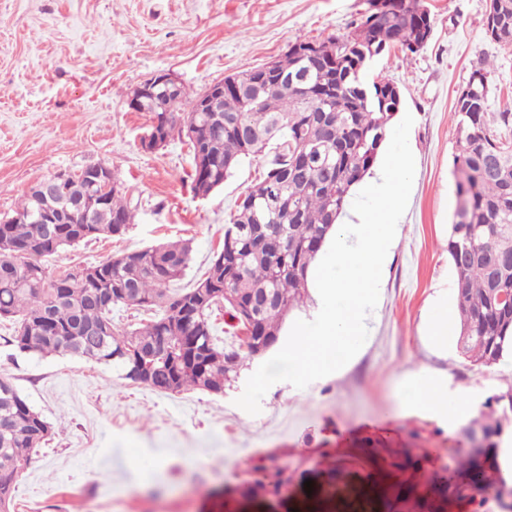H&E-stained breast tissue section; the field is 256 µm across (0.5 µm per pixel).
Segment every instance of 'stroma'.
I'll return each mask as SVG.
<instances>
[{
  "label": "stroma",
  "instance_id": "35a3bbf8",
  "mask_svg": "<svg viewBox=\"0 0 512 512\" xmlns=\"http://www.w3.org/2000/svg\"><path fill=\"white\" fill-rule=\"evenodd\" d=\"M432 36L419 52L393 50L371 62L366 80L402 92L414 123L415 176L386 264L369 336L337 375L298 389L275 383L259 414L235 404L260 359H244L233 387L164 394L123 379L111 366L70 357L41 358L0 346V379L12 382L55 428L25 466L14 512H240L238 486L262 467L293 476L328 459L357 466L359 441L419 448L435 473L468 447L465 430L488 396L512 387V361L484 368L425 335L428 312L443 303L457 316L448 258L457 207L454 102L475 70L488 77V109H512V46L485 32L487 0H423ZM367 0H0V218L32 186L93 164L112 168L135 218L120 237L68 247L47 261L51 273L176 240L192 243L181 280L188 288L221 249L224 227L267 164L244 160L224 184L193 191L186 138L148 151V112L129 108L133 89L174 74L186 99L225 77L278 59L298 40L348 32ZM448 378L464 397L455 424L414 415L403 374Z\"/></svg>",
  "mask_w": 512,
  "mask_h": 512
}]
</instances>
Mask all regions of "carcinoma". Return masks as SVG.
Listing matches in <instances>:
<instances>
[{
  "instance_id": "cac0c4a2",
  "label": "carcinoma",
  "mask_w": 512,
  "mask_h": 512,
  "mask_svg": "<svg viewBox=\"0 0 512 512\" xmlns=\"http://www.w3.org/2000/svg\"><path fill=\"white\" fill-rule=\"evenodd\" d=\"M493 41L512 46V0H497ZM430 12L421 0H393L384 19L363 13L350 31L321 42L337 53L326 67L288 50L277 60L278 75L261 78L257 69L238 74L242 88L224 87L213 112H183L182 104L156 88L145 95L141 111L153 114L150 130L185 134L193 152L195 194L206 196L225 181L242 159L274 150L267 169L237 204L224 227L218 254L234 263L209 265L192 287L171 291L192 260L187 241H167L113 255L76 271L53 275L45 265L59 249L85 240L120 236L134 214L121 195L117 177L105 194V206L86 224L67 201L87 191L82 182L60 184L55 197L38 201L28 193L14 214L0 221V319L15 321L13 333L0 338L21 354L69 355L112 366L120 376L154 391L224 393L237 378L240 361L250 353L222 349L212 313L224 308L234 328L249 331L267 349L280 340L288 312L308 288L307 273L343 212L349 191L373 167L395 118L397 101L389 81L363 82L367 63L396 45ZM454 105L458 117V153L454 166L457 202H465L468 220L451 225L448 256L454 275L458 315L456 348L465 360L490 367L512 357V151L504 152L500 131L512 133V112L486 111L479 81L467 85ZM42 209L58 218L52 239L38 234L29 214ZM272 227L280 234L273 248ZM230 288L238 305L224 301ZM158 310L146 324L120 327L112 307ZM120 357H114V354ZM152 357L145 378L133 375L138 359ZM486 411L467 434L478 454L455 459L453 475L429 474L426 457L412 448L392 451L371 446L361 455L371 469L330 461L315 475L312 494L301 504L277 499L281 512H445L465 498L482 512L497 487L512 483L499 448L512 429V388L490 395ZM53 425L35 411L8 380L0 379V512H11L13 492L31 455L49 441ZM286 469L276 467L241 489L246 499H276ZM476 473L478 493L458 479Z\"/></svg>"
}]
</instances>
